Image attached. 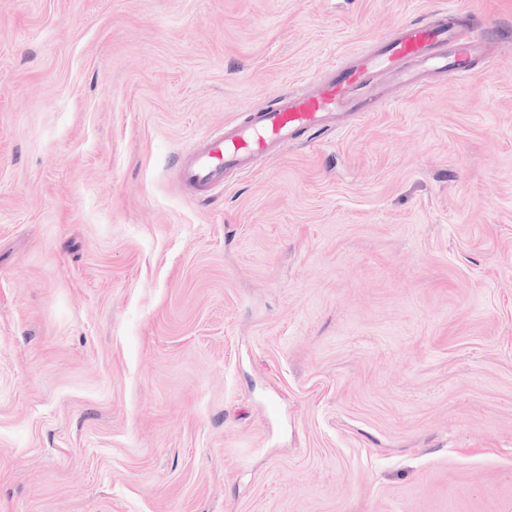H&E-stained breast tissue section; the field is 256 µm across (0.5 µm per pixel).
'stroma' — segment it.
<instances>
[{
    "label": "stroma",
    "mask_w": 512,
    "mask_h": 512,
    "mask_svg": "<svg viewBox=\"0 0 512 512\" xmlns=\"http://www.w3.org/2000/svg\"><path fill=\"white\" fill-rule=\"evenodd\" d=\"M450 6L477 74L182 190ZM0 512H512V0H0Z\"/></svg>",
    "instance_id": "stroma-1"
}]
</instances>
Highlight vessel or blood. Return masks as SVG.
<instances>
[{
    "mask_svg": "<svg viewBox=\"0 0 512 512\" xmlns=\"http://www.w3.org/2000/svg\"><path fill=\"white\" fill-rule=\"evenodd\" d=\"M457 9L431 21L400 25L394 38L371 52H357L348 62L328 67L319 78L302 82L282 95L278 106L253 113L230 132L215 131L192 142L181 154L179 176L198 190L223 187L229 169H246L269 144L290 145L300 132L326 129L340 115L371 111L367 95L377 76L390 74L409 90L427 85L432 73L473 74L484 54L482 40L457 20Z\"/></svg>",
    "mask_w": 512,
    "mask_h": 512,
    "instance_id": "b4317fda",
    "label": "vessel or blood"
}]
</instances>
